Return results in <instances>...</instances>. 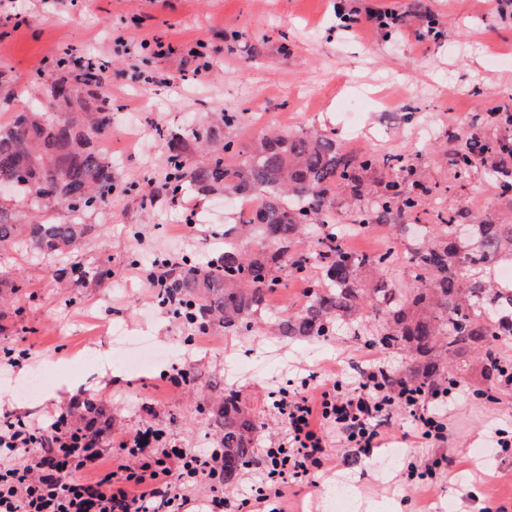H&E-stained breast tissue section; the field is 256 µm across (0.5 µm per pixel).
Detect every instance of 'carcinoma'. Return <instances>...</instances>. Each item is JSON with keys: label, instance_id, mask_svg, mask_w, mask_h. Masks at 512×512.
<instances>
[{"label": "carcinoma", "instance_id": "cac0c4a2", "mask_svg": "<svg viewBox=\"0 0 512 512\" xmlns=\"http://www.w3.org/2000/svg\"><path fill=\"white\" fill-rule=\"evenodd\" d=\"M60 76L44 89L45 101L16 112L0 124V184L13 190L0 198V249L78 257L96 225L86 215L112 201V162L96 148L112 125V105L95 84L69 68V56L59 58ZM168 180L176 192L187 181L205 193L257 199L258 206L224 234L240 239L251 233L272 243L248 252L224 245L215 267L172 263L161 298L178 297L190 307V326L201 319L224 333L247 335L264 329L283 339L331 336L343 329L368 346L400 352L407 366L399 373L411 386L426 390L468 371L464 357L476 353L481 377L501 379L507 363L499 345L512 340V326L494 321L500 304L512 303V286L491 282L488 262L512 263V220L489 215L478 220L479 233L460 231L461 211H441L438 223L408 250L405 278L389 276L396 260L391 240L404 234L396 216L422 203L420 184L392 180L370 197L363 191L364 175L378 167L409 171L398 156L344 152L336 139L321 132L294 134L270 129L243 150L222 141L219 126L198 121L190 129L168 134ZM203 155L189 157V146ZM458 183L478 166L495 176L501 195L512 193V141L492 140L476 131L449 159ZM347 193L360 201L350 224L336 223V197ZM64 206L65 223L40 220L21 224L17 212L27 208L43 217ZM385 232V243L373 253L348 248V235L373 226ZM309 236L311 248L296 249ZM292 279L304 285L300 308L275 310L269 298ZM206 407L219 430L224 449V489L235 486L242 467L255 462L252 410L240 391L215 379ZM78 419L72 427L88 437L93 448L112 433V418L86 399L75 401Z\"/></svg>", "mask_w": 512, "mask_h": 512}]
</instances>
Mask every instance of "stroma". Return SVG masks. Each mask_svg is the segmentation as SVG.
<instances>
[{
	"label": "stroma",
	"instance_id": "stroma-1",
	"mask_svg": "<svg viewBox=\"0 0 512 512\" xmlns=\"http://www.w3.org/2000/svg\"><path fill=\"white\" fill-rule=\"evenodd\" d=\"M409 11L406 25L365 36L346 28L337 0H0V15L18 14L20 28L0 24V123L27 109L40 83L53 81L63 51L107 62L112 126L99 142L112 160L111 204L89 213L95 225L80 253L92 277L61 287L56 274L64 255L0 250V267L20 274L25 288L0 309V359L23 357V369L42 370L38 390L18 395L11 367L0 366V422L42 423L47 412L65 411L75 399L92 398L112 417L117 435L150 425L167 443L183 448L216 446L206 414L211 376L223 377L253 409L264 428L257 442L267 448L286 429L272 406L273 391L300 387L316 372L318 355L345 362L366 351L353 336L283 342L258 333L231 336L211 328L198 336L158 301L139 276L156 257L189 258L203 265L224 252V227L233 223L229 200L184 184L195 204L191 220L171 205L167 140L206 115L242 112L243 126L225 128V139L248 145L265 128L335 133L355 155H398L427 192L410 217L433 224L439 211H464L465 223L487 213L512 210L486 169L466 188L455 187L448 163L449 137L466 139L475 129L489 137L512 136L496 118L512 107V6L485 0H384ZM173 47L154 55L150 44ZM204 43L206 66L185 57ZM136 184L153 199L144 206L129 193ZM111 278L94 279L100 268ZM154 345L155 365L128 370L113 348L114 332ZM193 360L196 378L169 381L181 355ZM124 379L113 384L111 371ZM495 401L464 397L449 413L448 445L403 441L398 453L377 448L357 458L335 430H327L331 463L314 484L292 488L287 512H330L326 486L356 480L361 512H485L489 503L512 507V450L495 443V429L512 435V388L493 390ZM488 446L481 471H473V448ZM450 470H437L432 491L409 470L425 471L441 455Z\"/></svg>",
	"mask_w": 512,
	"mask_h": 512
}]
</instances>
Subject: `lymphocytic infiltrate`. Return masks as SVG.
<instances>
[{
  "label": "lymphocytic infiltrate",
  "mask_w": 512,
  "mask_h": 512,
  "mask_svg": "<svg viewBox=\"0 0 512 512\" xmlns=\"http://www.w3.org/2000/svg\"><path fill=\"white\" fill-rule=\"evenodd\" d=\"M463 389L425 395L393 382L383 364H371L347 382L324 380L303 390L275 395L273 405L287 422L275 446L264 451L259 477L229 498L224 494L218 448H175L158 453L157 430L146 426L119 438L122 453L106 457L84 447L70 432L64 413L37 427L0 435V512H187L190 489L211 488L207 512H283L294 485L311 483L327 459V428H336L346 447L369 454L388 440L392 409L405 416L407 435L447 442L444 418ZM28 458L17 467L18 457Z\"/></svg>",
  "instance_id": "f902f5d3"
}]
</instances>
